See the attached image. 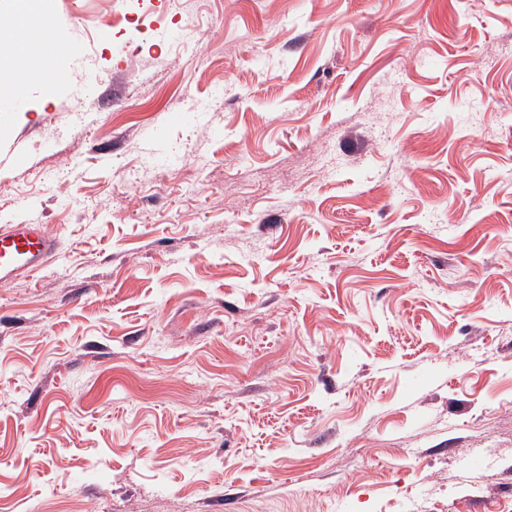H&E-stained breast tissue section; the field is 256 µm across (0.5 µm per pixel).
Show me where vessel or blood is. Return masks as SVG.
Returning <instances> with one entry per match:
<instances>
[{
  "label": "vessel or blood",
  "instance_id": "1",
  "mask_svg": "<svg viewBox=\"0 0 512 512\" xmlns=\"http://www.w3.org/2000/svg\"><path fill=\"white\" fill-rule=\"evenodd\" d=\"M53 0H40L34 18L40 35L27 59L29 78L35 83H59L63 77L51 65L58 52L59 35L51 19ZM60 240L44 224L0 225V283L31 277L41 271L58 254Z\"/></svg>",
  "mask_w": 512,
  "mask_h": 512
}]
</instances>
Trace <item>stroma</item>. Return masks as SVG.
Wrapping results in <instances>:
<instances>
[{
	"mask_svg": "<svg viewBox=\"0 0 512 512\" xmlns=\"http://www.w3.org/2000/svg\"><path fill=\"white\" fill-rule=\"evenodd\" d=\"M0 105L11 512H512V0H57ZM53 0H41L34 10V23L39 27L40 35L26 59L29 78L34 83H61L63 77L51 65V58L59 51V35L54 29ZM49 20V21H48ZM60 240L44 224L0 225V283L32 277L58 254Z\"/></svg>",
	"mask_w": 512,
	"mask_h": 512,
	"instance_id": "stroma-1",
	"label": "stroma"
}]
</instances>
